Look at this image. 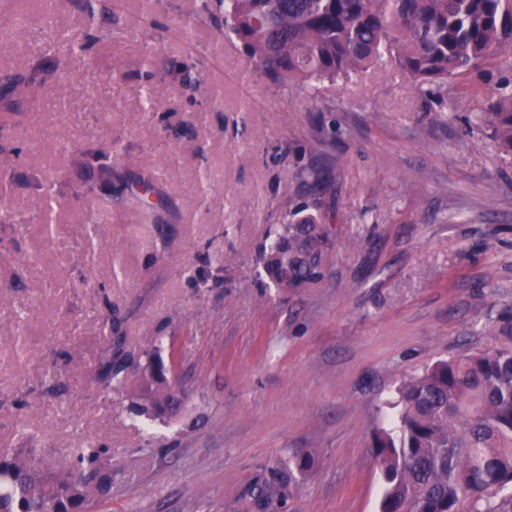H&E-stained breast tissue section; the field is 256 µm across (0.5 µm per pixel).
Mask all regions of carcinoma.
Instances as JSON below:
<instances>
[{
    "label": "carcinoma",
    "mask_w": 512,
    "mask_h": 512,
    "mask_svg": "<svg viewBox=\"0 0 512 512\" xmlns=\"http://www.w3.org/2000/svg\"><path fill=\"white\" fill-rule=\"evenodd\" d=\"M224 8V33L243 45L251 66L277 81L301 87L348 82L388 58L419 92L440 103L456 82L490 61L512 73V0H216ZM482 122L512 154V79L486 92ZM82 192L112 212V169L79 163ZM157 177L140 174L131 196L145 222L152 220ZM311 200L293 199L294 184ZM328 182L318 172L288 171V207L261 252L263 269L277 288L288 269V289L319 285L333 241L322 196ZM120 322L106 303L103 335L113 351L94 379L122 392L121 373L135 364L144 384L130 408L156 419L172 418L183 390L168 381L157 345L129 361ZM396 416L375 435L372 452L384 491L379 512H512V349L439 360L405 378L396 389ZM40 448H0V512H88L107 499L118 463L112 446L70 448L58 466L44 464ZM311 465L301 456L274 468L256 504L272 512L294 472Z\"/></svg>",
    "instance_id": "1"
}]
</instances>
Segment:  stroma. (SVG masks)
Listing matches in <instances>:
<instances>
[{
	"instance_id": "stroma-1",
	"label": "stroma",
	"mask_w": 512,
	"mask_h": 512,
	"mask_svg": "<svg viewBox=\"0 0 512 512\" xmlns=\"http://www.w3.org/2000/svg\"><path fill=\"white\" fill-rule=\"evenodd\" d=\"M60 32L87 48L58 67L38 49ZM0 72L27 78L0 89V448L56 464L111 443L93 512H259L271 469L307 453L278 512H377L370 447L401 381L512 347L487 327L512 314V154L477 95L501 70L462 80L451 106L387 62L297 90L250 69L203 0H0ZM94 154L116 185L156 174L155 224L119 199L89 245L97 216L75 194ZM296 166L331 180L335 243L324 281L291 293L260 253ZM107 299L128 350L161 340L188 391L178 417L128 413L135 368L123 393L94 382Z\"/></svg>"
}]
</instances>
